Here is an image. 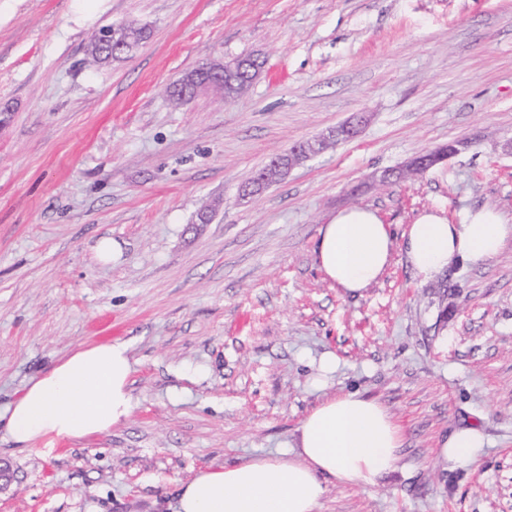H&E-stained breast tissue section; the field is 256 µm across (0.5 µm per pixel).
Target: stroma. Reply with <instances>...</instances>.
I'll list each match as a JSON object with an SVG mask.
<instances>
[{
	"label": "stroma",
	"instance_id": "stroma-1",
	"mask_svg": "<svg viewBox=\"0 0 512 512\" xmlns=\"http://www.w3.org/2000/svg\"><path fill=\"white\" fill-rule=\"evenodd\" d=\"M122 22L149 39L90 64L91 37ZM248 54L264 65L234 102L169 99L188 71ZM1 111L0 411L78 346L116 340L135 410L51 448L1 439L0 512H172L177 482L288 452L345 392L393 416L399 468L374 487L327 480L318 512H512V240L428 281L394 246L360 296L316 260L348 207L397 237L424 210L512 223V0H0ZM361 113L355 138L239 200L273 154ZM451 143L416 180L372 179ZM103 237L121 246L108 264ZM471 422L481 457L444 460Z\"/></svg>",
	"mask_w": 512,
	"mask_h": 512
}]
</instances>
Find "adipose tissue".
<instances>
[{"instance_id":"adipose-tissue-1","label":"adipose tissue","mask_w":512,"mask_h":512,"mask_svg":"<svg viewBox=\"0 0 512 512\" xmlns=\"http://www.w3.org/2000/svg\"><path fill=\"white\" fill-rule=\"evenodd\" d=\"M319 234V268L345 293L361 294L390 263L392 232L370 207L339 210ZM511 237L512 224L490 210L467 214L458 224L424 212L404 232V252L428 279L457 260L494 258ZM133 373L127 342L78 347L26 386L0 414V431L20 448L106 433L134 412ZM400 446L399 429L383 405L343 393L303 419L287 454L202 469L178 483L175 512H317L324 478L377 485L395 471Z\"/></svg>"}]
</instances>
